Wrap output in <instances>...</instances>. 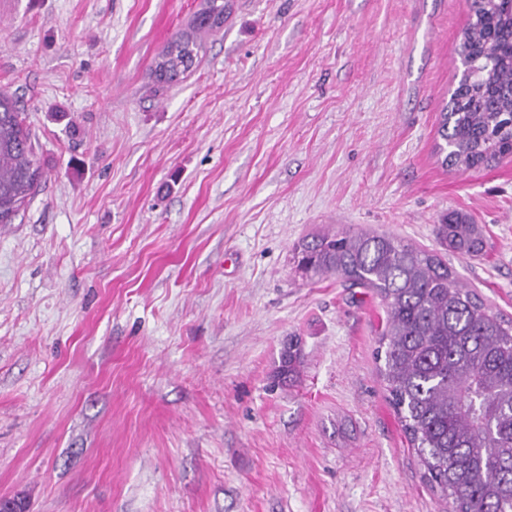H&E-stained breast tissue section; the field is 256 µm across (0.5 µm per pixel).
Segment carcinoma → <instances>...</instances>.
I'll list each match as a JSON object with an SVG mask.
<instances>
[{
  "mask_svg": "<svg viewBox=\"0 0 512 512\" xmlns=\"http://www.w3.org/2000/svg\"><path fill=\"white\" fill-rule=\"evenodd\" d=\"M459 46L466 73L442 113V164L473 168L512 155V0H470ZM224 26V0H203L154 68L159 84L200 62L202 35ZM21 101L0 92V224L37 194L44 173ZM443 247L483 250L481 231L458 214L438 225ZM309 279L334 275L380 297V377L424 477L451 512H512V320L461 283L439 255L389 234L327 231L294 247ZM293 344L280 353L273 382L297 371Z\"/></svg>",
  "mask_w": 512,
  "mask_h": 512,
  "instance_id": "obj_1",
  "label": "carcinoma"
}]
</instances>
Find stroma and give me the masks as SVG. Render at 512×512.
<instances>
[{
  "instance_id": "1",
  "label": "stroma",
  "mask_w": 512,
  "mask_h": 512,
  "mask_svg": "<svg viewBox=\"0 0 512 512\" xmlns=\"http://www.w3.org/2000/svg\"><path fill=\"white\" fill-rule=\"evenodd\" d=\"M0 0V90L47 180L0 224V497L28 512H448L379 376L372 292L302 237L443 253L512 318V156L446 167L466 0ZM482 256L443 252L448 212ZM301 365L272 380L289 338ZM223 26L224 0L203 1L188 28L168 43L156 61V82L171 85L185 78L201 60L202 35L216 32Z\"/></svg>"
}]
</instances>
